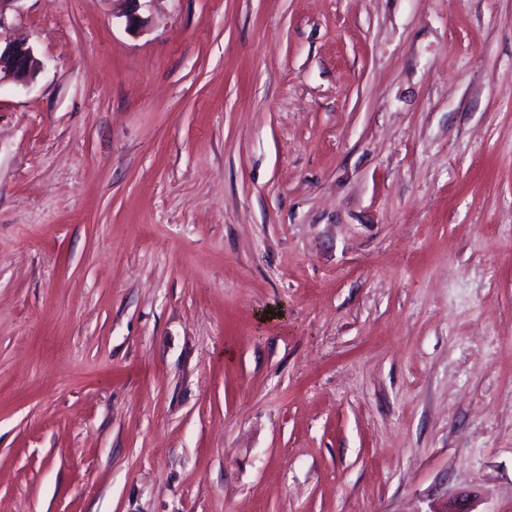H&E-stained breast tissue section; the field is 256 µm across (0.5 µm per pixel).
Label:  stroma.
Returning <instances> with one entry per match:
<instances>
[{
  "label": "stroma",
  "instance_id": "35a3bbf8",
  "mask_svg": "<svg viewBox=\"0 0 512 512\" xmlns=\"http://www.w3.org/2000/svg\"><path fill=\"white\" fill-rule=\"evenodd\" d=\"M0 512H512V0H20Z\"/></svg>",
  "mask_w": 512,
  "mask_h": 512
}]
</instances>
